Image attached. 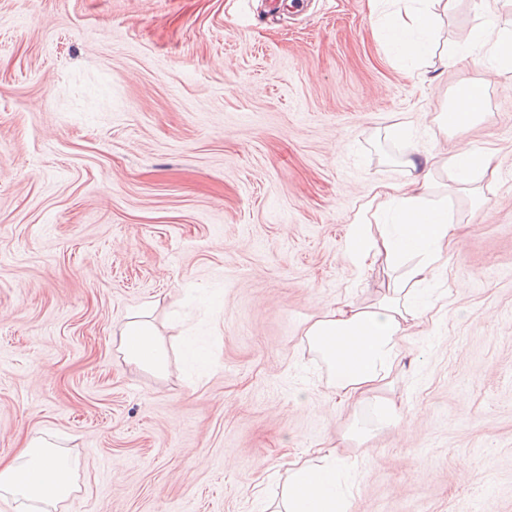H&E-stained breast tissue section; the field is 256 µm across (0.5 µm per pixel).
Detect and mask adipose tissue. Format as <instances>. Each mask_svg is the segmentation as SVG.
<instances>
[{"label": "adipose tissue", "mask_w": 512, "mask_h": 512, "mask_svg": "<svg viewBox=\"0 0 512 512\" xmlns=\"http://www.w3.org/2000/svg\"><path fill=\"white\" fill-rule=\"evenodd\" d=\"M434 23V13L425 6L405 10L385 30L384 38L400 64L425 54ZM404 165L410 180L379 185L371 200L376 211L390 212V223L372 226L354 220L347 241V255L357 269L386 262L390 276L385 295L366 310L337 304L305 331L310 348L327 364L344 407L390 385L408 329L429 310L415 286L440 264L443 245L455 231L447 206L428 199L434 187L431 157L411 154ZM119 349L141 368L156 373L165 368L163 346L153 324L142 316L126 322ZM319 455V464L290 469L283 512H348L347 462L333 449L320 450ZM72 490L66 458L44 439H30L17 458L0 460V499L52 508Z\"/></svg>", "instance_id": "obj_1"}]
</instances>
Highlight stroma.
I'll return each mask as SVG.
<instances>
[{
	"instance_id": "35a3bbf8",
	"label": "stroma",
	"mask_w": 512,
	"mask_h": 512,
	"mask_svg": "<svg viewBox=\"0 0 512 512\" xmlns=\"http://www.w3.org/2000/svg\"><path fill=\"white\" fill-rule=\"evenodd\" d=\"M380 0H0V458L43 437L56 512H264L289 462L342 448L350 512H512V0H455L404 73ZM483 117L445 130L461 87ZM459 224L391 388L344 412L307 323L376 301L349 227L411 150ZM492 156L474 207L446 161ZM149 314L156 375L118 337ZM399 426L379 422V399ZM476 40L483 45H490L500 62L501 69L504 72H512V38L501 34L495 18L489 19L477 32Z\"/></svg>"
}]
</instances>
